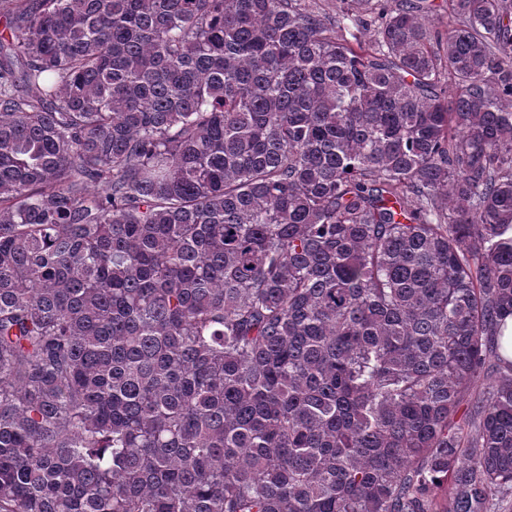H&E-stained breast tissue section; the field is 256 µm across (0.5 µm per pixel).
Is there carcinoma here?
Here are the masks:
<instances>
[{
  "label": "carcinoma",
  "mask_w": 512,
  "mask_h": 512,
  "mask_svg": "<svg viewBox=\"0 0 512 512\" xmlns=\"http://www.w3.org/2000/svg\"><path fill=\"white\" fill-rule=\"evenodd\" d=\"M342 2L0 0V512L512 498V0Z\"/></svg>",
  "instance_id": "obj_1"
}]
</instances>
